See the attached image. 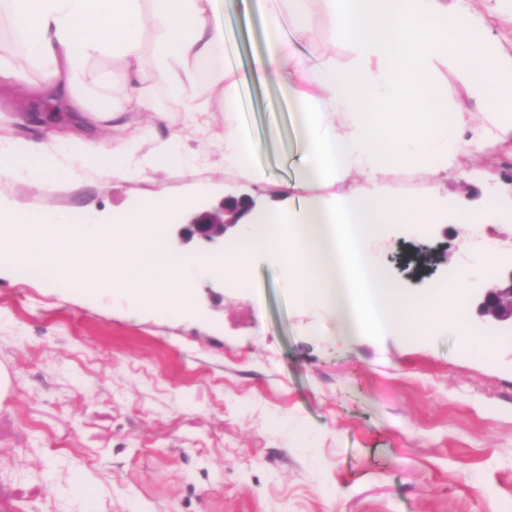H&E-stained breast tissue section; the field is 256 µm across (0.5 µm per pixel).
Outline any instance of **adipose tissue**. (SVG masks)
Instances as JSON below:
<instances>
[{
  "instance_id": "obj_1",
  "label": "adipose tissue",
  "mask_w": 512,
  "mask_h": 512,
  "mask_svg": "<svg viewBox=\"0 0 512 512\" xmlns=\"http://www.w3.org/2000/svg\"><path fill=\"white\" fill-rule=\"evenodd\" d=\"M217 0H0L28 55L45 69L41 99L98 121L114 104L91 106L80 93L88 63L103 56L125 60L140 111L154 109L144 89L162 85L194 109L190 89L224 43ZM310 0H284L265 17L266 43L247 66L225 65L224 154L256 183L265 169L239 124L241 88L271 83L296 119L298 162L282 203L251 209L245 229L222 257L214 276L245 281L255 255L279 270L297 302L335 316L344 335L364 323L378 334L424 336L447 327L468 335L467 312L448 310L450 295L466 291L472 266L491 272L495 244L476 249L471 267L426 288H404L376 253L382 224H494L512 227V198L470 201L447 193L443 181L456 155L492 150L512 140V56L471 0H318L351 60L340 67L298 52L291 32L308 30ZM155 28L152 61L144 63L142 35ZM454 71L484 122L448 101L439 67ZM81 164L120 166L122 141L74 139ZM25 165L34 181L57 170L52 148L35 141L0 145V174ZM427 169L428 192L405 199L385 193L383 178L403 167ZM307 198H299V191Z\"/></svg>"
}]
</instances>
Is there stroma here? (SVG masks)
Returning a JSON list of instances; mask_svg holds the SVG:
<instances>
[{
    "mask_svg": "<svg viewBox=\"0 0 512 512\" xmlns=\"http://www.w3.org/2000/svg\"><path fill=\"white\" fill-rule=\"evenodd\" d=\"M483 21L512 55V0H476ZM282 0H218L224 48L216 66L244 65L265 44V14ZM311 57L346 65L317 5ZM0 55L26 75L0 84V144L58 142V125H34L45 105L33 86L43 69L0 15ZM83 92L118 112L79 132L130 142L142 174L62 165L35 184L24 172L0 176V201L20 202L83 224L149 197L179 198L181 214L215 209L225 195L255 207L282 202L294 177V123L272 86L243 88L240 122L268 172L258 185L224 162V95L196 87L195 113L162 86L139 111L118 58L89 63ZM182 140L176 160L160 143ZM512 145L457 156L449 192L478 196L493 185L476 172H502ZM483 226L429 225L425 236L394 229L382 253L436 249L434 272L398 278L422 288L470 263ZM169 248L194 257L189 314L142 307L107 288L58 287L53 271L0 265V367L11 377L0 399V512H512V335L471 316L477 339L455 330L410 339L347 340L317 306L299 307L282 277L256 256L245 287L212 277L221 249L194 241Z\"/></svg>",
    "mask_w": 512,
    "mask_h": 512,
    "instance_id": "obj_1",
    "label": "stroma"
}]
</instances>
